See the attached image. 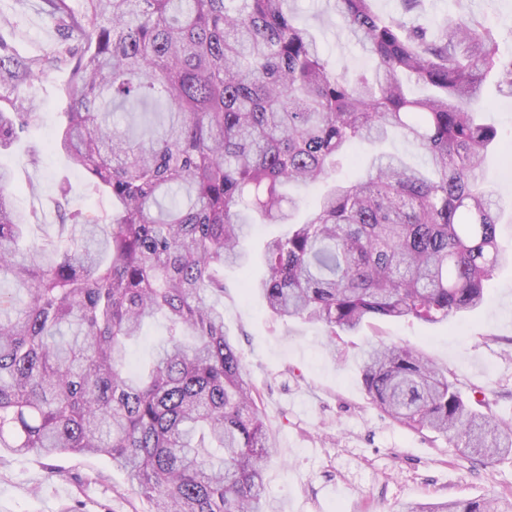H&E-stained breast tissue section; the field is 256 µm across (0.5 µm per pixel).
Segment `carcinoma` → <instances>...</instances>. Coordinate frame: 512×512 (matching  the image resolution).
<instances>
[{
    "label": "carcinoma",
    "instance_id": "carcinoma-1",
    "mask_svg": "<svg viewBox=\"0 0 512 512\" xmlns=\"http://www.w3.org/2000/svg\"><path fill=\"white\" fill-rule=\"evenodd\" d=\"M43 0L63 38L44 58L0 35V150L40 105L31 85L65 70L68 111L56 145L111 202L103 216L57 201L40 226L13 203L0 166V448L105 456L153 512H267L274 443L261 395L224 331V268L246 273L254 223L286 224L259 255L250 289L282 320L327 336L376 320L443 322L484 305L512 265L497 237L502 206L482 180L497 133L480 119L483 84L512 97V56L462 9L433 31L422 0L381 15L334 0L376 61L336 72L287 0ZM426 93L412 97L408 80ZM139 108L141 137L112 127ZM414 142L428 169L392 153L363 179L336 178L349 148ZM322 184L298 222L291 186ZM168 323L149 365L125 370L128 346ZM362 380L394 422L433 430L480 462L512 454V427L478 413L423 353L364 350ZM496 500L413 503L404 512H509Z\"/></svg>",
    "mask_w": 512,
    "mask_h": 512
}]
</instances>
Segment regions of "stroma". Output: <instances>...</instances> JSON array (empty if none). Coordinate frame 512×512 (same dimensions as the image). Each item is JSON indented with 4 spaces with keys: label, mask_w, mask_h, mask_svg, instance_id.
Segmentation results:
<instances>
[{
    "label": "stroma",
    "mask_w": 512,
    "mask_h": 512,
    "mask_svg": "<svg viewBox=\"0 0 512 512\" xmlns=\"http://www.w3.org/2000/svg\"><path fill=\"white\" fill-rule=\"evenodd\" d=\"M471 14L497 28L501 54L512 55V0H466ZM40 0H0V17L16 32L20 55H48L61 30ZM298 23L316 35L337 69L372 72L373 60L346 33L330 0H289ZM66 72L29 89L41 105L27 133L0 163L14 168L21 214L55 220L54 201L67 188L70 208L107 210L85 172L48 144L66 100ZM484 119L499 131L485 177L512 208V99L486 87ZM38 165H30L29 154ZM487 303L453 322L383 320L355 335L325 336L320 325L271 316L240 272L224 273V324L245 369L262 393L261 411L276 444L265 470L271 512H403L406 503L496 498L512 503V456L485 464L460 457L444 437L394 423L368 396L361 379L367 342L407 345L429 355L457 380L464 397L512 425V266L494 274ZM131 493L125 472L102 456L47 458L0 449V512H150Z\"/></svg>",
    "instance_id": "35a3bbf8"
}]
</instances>
